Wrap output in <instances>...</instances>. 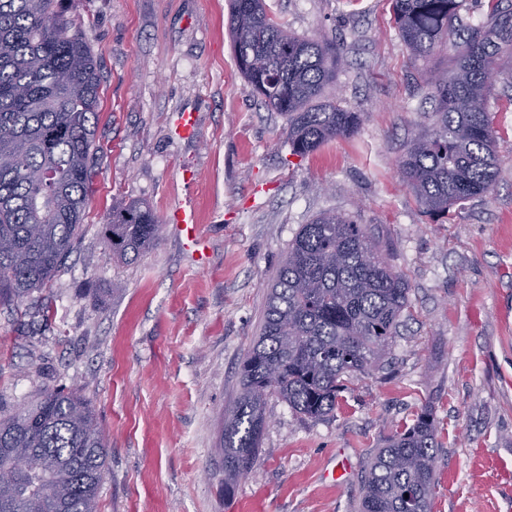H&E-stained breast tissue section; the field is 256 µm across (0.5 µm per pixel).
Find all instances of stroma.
Here are the masks:
<instances>
[{
  "instance_id": "1",
  "label": "stroma",
  "mask_w": 512,
  "mask_h": 512,
  "mask_svg": "<svg viewBox=\"0 0 512 512\" xmlns=\"http://www.w3.org/2000/svg\"><path fill=\"white\" fill-rule=\"evenodd\" d=\"M266 4L289 31L341 48L326 94L360 113L355 136L291 153L285 118L237 68L228 0H65L100 65L94 171L84 232L50 287L25 314L0 306V414L47 387L79 390L109 439L101 512H360L376 448L428 408L432 512H512V86L488 102L492 191L432 216L397 171L435 103L391 0ZM183 109L198 114L191 140L170 134ZM187 195L196 250L165 221ZM133 202L163 224L125 261L104 231L113 205ZM331 209L373 234L406 278L397 334L378 370L347 379L333 414L268 397L254 465L225 492L224 415L268 290L301 225Z\"/></svg>"
}]
</instances>
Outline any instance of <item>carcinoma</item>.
Masks as SVG:
<instances>
[{
  "label": "carcinoma",
  "instance_id": "cac0c4a2",
  "mask_svg": "<svg viewBox=\"0 0 512 512\" xmlns=\"http://www.w3.org/2000/svg\"><path fill=\"white\" fill-rule=\"evenodd\" d=\"M63 0H0V305L46 288L82 236L92 177L99 64L64 15ZM400 38L424 62L436 120L411 138L398 161L425 212L487 195L496 180L487 98L491 71L507 76L512 13L473 27L448 69L430 65L448 42L461 0H391ZM228 30L240 73L264 107L285 117L292 154L308 155L359 128L358 112L325 96L343 63L340 48L298 36L265 0H230ZM22 155L25 167L13 157ZM149 207L112 210L109 248L137 258L156 240ZM408 285L380 242L347 213L326 211L302 225L271 286L261 335L241 365V393L224 420V490L254 464L276 394L311 418L332 414L344 378L371 371L397 333ZM91 403L75 389L48 388L0 419V470L12 456L38 465L0 485V512H100L109 452ZM437 425L425 408L377 450L362 475L361 512H432Z\"/></svg>",
  "mask_w": 512,
  "mask_h": 512
}]
</instances>
